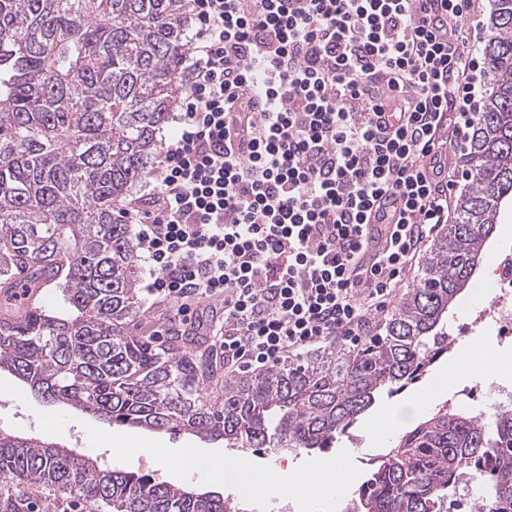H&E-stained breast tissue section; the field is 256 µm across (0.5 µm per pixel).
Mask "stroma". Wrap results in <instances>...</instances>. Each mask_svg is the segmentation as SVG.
<instances>
[{
  "instance_id": "obj_1",
  "label": "stroma",
  "mask_w": 512,
  "mask_h": 512,
  "mask_svg": "<svg viewBox=\"0 0 512 512\" xmlns=\"http://www.w3.org/2000/svg\"><path fill=\"white\" fill-rule=\"evenodd\" d=\"M495 296L492 278L487 276L481 279L475 296L462 306L454 318L449 319V334L461 342H476L491 354L497 353L502 346L512 351V337L503 339L495 332L469 327L472 319ZM140 298L143 303L141 319L150 329L164 332L172 328L180 333H188L206 350L216 344L224 309L220 299L189 301L186 313L182 314L178 311L177 301L163 300L145 292L141 293ZM0 431H24L99 459L105 467L151 473L160 481L176 486L200 482L196 475L163 471L141 455L143 443L154 438L152 431L114 427L66 405L45 402L5 371L0 372ZM389 441L386 435L374 438L360 424L353 429L351 438L338 440L334 451L345 455L348 465L360 473L364 470V460L380 453Z\"/></svg>"
}]
</instances>
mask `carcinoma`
<instances>
[{"label": "carcinoma", "mask_w": 512, "mask_h": 512, "mask_svg": "<svg viewBox=\"0 0 512 512\" xmlns=\"http://www.w3.org/2000/svg\"><path fill=\"white\" fill-rule=\"evenodd\" d=\"M183 0H0V371L50 403L115 426L224 440L244 450L326 451L382 394L420 382L448 353V316L475 287L512 208V0H494L480 53L487 90L461 151L456 219L420 277L357 350H331L224 380L211 363L136 336L139 274L123 202L150 176L188 39ZM55 286L68 313L15 301ZM482 483L464 501L469 480ZM0 512H41L49 488L82 512H228L229 499L108 469L25 432L0 431ZM512 512V409L438 405L371 459L354 512Z\"/></svg>", "instance_id": "carcinoma-1"}]
</instances>
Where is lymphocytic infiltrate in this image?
Masks as SVG:
<instances>
[{
    "label": "lymphocytic infiltrate",
    "instance_id": "f902f5d3",
    "mask_svg": "<svg viewBox=\"0 0 512 512\" xmlns=\"http://www.w3.org/2000/svg\"><path fill=\"white\" fill-rule=\"evenodd\" d=\"M471 4L185 0L181 111L125 217L147 293L223 297L229 372L359 344L447 223Z\"/></svg>",
    "mask_w": 512,
    "mask_h": 512
}]
</instances>
